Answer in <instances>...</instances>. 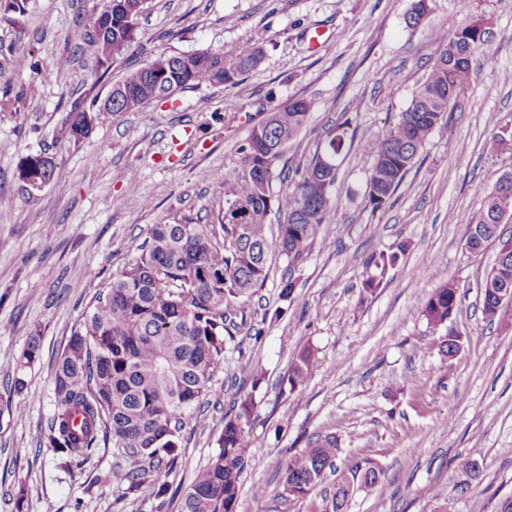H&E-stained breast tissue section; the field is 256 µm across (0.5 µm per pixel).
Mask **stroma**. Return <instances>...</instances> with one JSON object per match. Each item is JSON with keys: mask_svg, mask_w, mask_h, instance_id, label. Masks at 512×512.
Masks as SVG:
<instances>
[{"mask_svg": "<svg viewBox=\"0 0 512 512\" xmlns=\"http://www.w3.org/2000/svg\"><path fill=\"white\" fill-rule=\"evenodd\" d=\"M99 0H31L20 24L0 20V55L18 48L38 69L0 73V388L13 375L29 336L40 357L26 374L24 409L0 416V512H178V501L119 500L97 477L111 448L68 473L36 440L55 408L53 364L98 289L134 257L150 225L170 216L217 211L220 185L238 148L264 116L268 97H302L311 114L277 169L305 163L342 113L357 141L336 159L334 204L341 215L318 237L304 263L289 269L273 256L252 302L250 326L224 351L203 399L205 426L187 419L171 477L186 489L218 450L239 396L251 395V455L235 512H318L331 480L306 498L283 501L277 464L314 435L336 436L337 465L366 458L383 489L359 488L348 512H499L512 497V329L488 323L480 284L496 260L488 246L466 247L467 223L480 208L475 185L492 188L512 171V152L494 155L493 131L512 134V0H428L429 14L409 26L412 0H150L125 61L101 64L81 50V21ZM490 17L495 37L473 65L469 84L421 150L389 204L372 211L367 179L373 159L359 143L397 119L428 72L433 29ZM250 37L266 57L235 87L202 85L117 116L101 113L74 145L56 130L72 103L105 100L126 63L156 54L227 51ZM38 93H31L32 84ZM46 152L55 178L29 191L18 177L23 157ZM404 246L380 288L363 295L374 253ZM295 300L282 308L284 277ZM451 280L457 309L448 327L460 350L443 357L439 335L421 315L428 290ZM307 379L289 387L303 350ZM474 460L476 480L462 488L448 475Z\"/></svg>", "mask_w": 512, "mask_h": 512, "instance_id": "obj_1", "label": "stroma"}]
</instances>
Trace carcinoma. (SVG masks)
I'll return each instance as SVG.
<instances>
[{"label":"carcinoma","instance_id":"cac0c4a2","mask_svg":"<svg viewBox=\"0 0 512 512\" xmlns=\"http://www.w3.org/2000/svg\"><path fill=\"white\" fill-rule=\"evenodd\" d=\"M108 0L89 12L84 21L88 51L103 59H122L136 38L138 19L124 9L112 11L110 36L103 17ZM428 0H414L408 22L422 24ZM493 36L492 25L471 16L462 25L433 33L435 53L426 78L416 87L408 107L377 138L365 141L363 150L373 158L368 179V202L383 209L401 186L420 150L442 123L451 104L472 75V62ZM265 59L259 41L247 39L235 52L200 51L187 55L159 53L150 67L127 69L112 85V105L82 103L71 106L58 137L79 144L89 138L88 115L102 112H137L147 104L169 100L184 89L219 80L234 87ZM311 104L294 97L266 112L265 119L242 144L237 165L214 172L211 179L224 190V205L215 220L184 215L172 222L153 224L137 248L134 259L112 277L107 290L96 296L71 333L67 347L54 365L55 410L39 444L70 469L82 465L112 439L116 455L130 461L117 463L103 480L122 495L148 494L157 499L168 494L170 477L180 455L179 433L184 419L195 414L213 372L224 360L227 341L251 315L249 302L268 277L269 262L279 254L293 269L304 262L314 241L335 223L336 156L354 138L352 119L343 120L326 136L323 149L311 160L288 169L292 191L273 190L274 166L308 122ZM482 205L467 224L466 247L472 253L488 245L498 247L496 261L482 284V311L490 322L512 327V313L496 296L497 285L512 279V182H498L492 190L476 186ZM284 213L274 239L268 236L272 213ZM404 253L372 255L367 264L379 275L367 278L363 291L373 294L388 268ZM457 307V287L448 281L431 290L423 305L427 324L439 329L448 324ZM460 349L452 331L440 337V351L449 358ZM40 355L33 336L22 352L7 396L0 395V414L20 413L16 399L25 387L24 370ZM312 356L303 352L292 364L288 383L295 386L308 376ZM253 400L243 395L234 413L224 417L219 451L199 469L181 497L180 512H235L241 471L249 458L248 436ZM338 443L334 436H316L307 447L280 463L279 495L305 498L335 466ZM456 483L479 477L477 464L459 460L450 474ZM380 487V471L369 459L350 463L324 497L323 512H346L353 493L363 487Z\"/></svg>","mask_w":512,"mask_h":512}]
</instances>
